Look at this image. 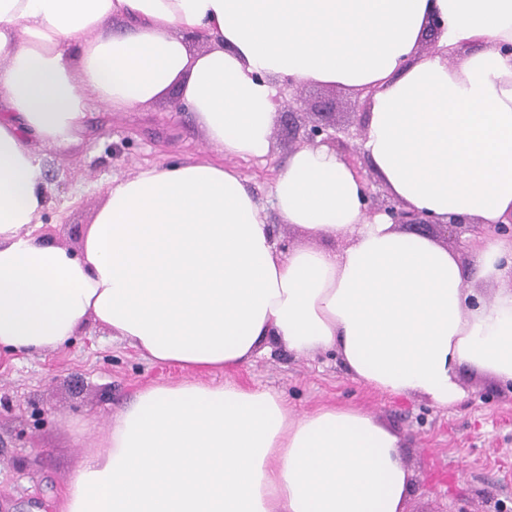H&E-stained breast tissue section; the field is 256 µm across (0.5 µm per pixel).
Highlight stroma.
<instances>
[{"label": "stroma", "instance_id": "1", "mask_svg": "<svg viewBox=\"0 0 512 512\" xmlns=\"http://www.w3.org/2000/svg\"><path fill=\"white\" fill-rule=\"evenodd\" d=\"M272 151L236 166L262 204L294 146L275 123ZM48 155L49 238L79 253L108 181L146 166L193 157L217 159L177 91L128 112H88L80 140L63 149L36 142ZM154 364L119 339L88 326L54 351L0 355V512H51L86 449L97 447L110 419L141 388L184 377ZM245 386L284 392L298 413L325 404L369 413L403 439L412 474L408 512H512V384L461 370L462 402L440 408L425 398H394L353 381L339 355H298L276 346L231 371Z\"/></svg>", "mask_w": 512, "mask_h": 512}]
</instances>
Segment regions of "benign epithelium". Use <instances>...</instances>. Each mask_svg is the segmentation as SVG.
<instances>
[{
  "label": "benign epithelium",
  "mask_w": 512,
  "mask_h": 512,
  "mask_svg": "<svg viewBox=\"0 0 512 512\" xmlns=\"http://www.w3.org/2000/svg\"><path fill=\"white\" fill-rule=\"evenodd\" d=\"M318 109L325 112L327 118L320 122L307 121L297 116L293 105H288V132L299 146H318L325 144L336 151V154L353 168L357 176L365 184L364 212L368 218L377 214L387 215L392 223L416 227L423 231H432L446 238H452L461 244V236L472 226L467 217L451 216L448 222L441 223L433 219L425 211L407 209L390 195L372 189L371 178L363 173L367 167L364 149L360 141L365 139L367 113L355 112L350 121L340 122L336 115V100L319 101Z\"/></svg>",
  "instance_id": "benign-epithelium-1"
}]
</instances>
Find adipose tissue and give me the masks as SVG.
Instances as JSON below:
<instances>
[{
    "label": "adipose tissue",
    "mask_w": 512,
    "mask_h": 512,
    "mask_svg": "<svg viewBox=\"0 0 512 512\" xmlns=\"http://www.w3.org/2000/svg\"><path fill=\"white\" fill-rule=\"evenodd\" d=\"M435 13L445 27L424 53ZM503 43L512 0H0V348L55 350L94 324L192 373L136 393L57 512H407L401 438L372 415L296 416L276 390L199 376L274 342L335 351L353 380L440 407L464 398L461 368L512 381V241L459 251L367 218L363 183L320 145L289 154L273 187L281 222L310 239L286 251L231 162L270 152L274 79L366 90L363 148L394 198L506 222ZM173 88L223 161L113 178L80 256L45 241L33 142L66 147L92 106L125 112Z\"/></svg>",
    "instance_id": "adipose-tissue-1"
}]
</instances>
